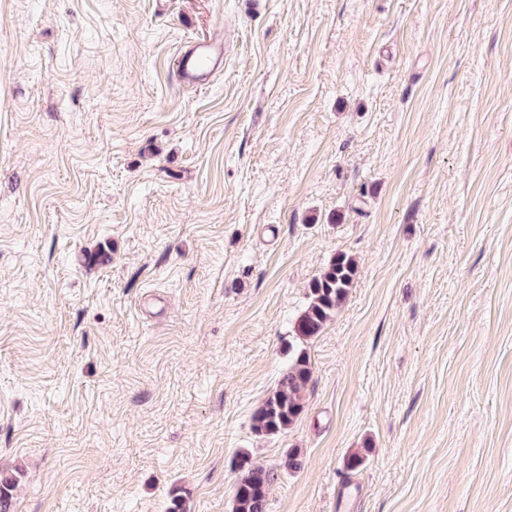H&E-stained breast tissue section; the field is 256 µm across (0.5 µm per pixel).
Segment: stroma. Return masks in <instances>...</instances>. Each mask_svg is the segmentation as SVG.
Wrapping results in <instances>:
<instances>
[{
    "label": "stroma",
    "mask_w": 512,
    "mask_h": 512,
    "mask_svg": "<svg viewBox=\"0 0 512 512\" xmlns=\"http://www.w3.org/2000/svg\"><path fill=\"white\" fill-rule=\"evenodd\" d=\"M167 2L0 0L11 512H231L243 451L266 512H512V0ZM339 252L304 410L257 435ZM224 70V41L221 34L198 39L178 50L173 74L178 84L205 89Z\"/></svg>",
    "instance_id": "1"
}]
</instances>
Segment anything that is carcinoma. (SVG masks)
Listing matches in <instances>:
<instances>
[{
  "label": "carcinoma",
  "instance_id": "carcinoma-1",
  "mask_svg": "<svg viewBox=\"0 0 512 512\" xmlns=\"http://www.w3.org/2000/svg\"><path fill=\"white\" fill-rule=\"evenodd\" d=\"M357 274L355 260L338 253L309 284L307 304L294 322L295 343L288 345V367L277 386L252 417L253 431L273 437L292 426L304 409L302 394L312 377L311 360L305 344L317 337L347 298ZM246 464L239 469L233 491L232 512H265L270 473L251 463L250 455L239 453Z\"/></svg>",
  "mask_w": 512,
  "mask_h": 512
}]
</instances>
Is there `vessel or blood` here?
Segmentation results:
<instances>
[{"label": "vessel or blood", "instance_id": "obj_1", "mask_svg": "<svg viewBox=\"0 0 512 512\" xmlns=\"http://www.w3.org/2000/svg\"><path fill=\"white\" fill-rule=\"evenodd\" d=\"M224 69V41L213 34L196 40L178 50L173 74L178 84L203 89Z\"/></svg>", "mask_w": 512, "mask_h": 512}]
</instances>
